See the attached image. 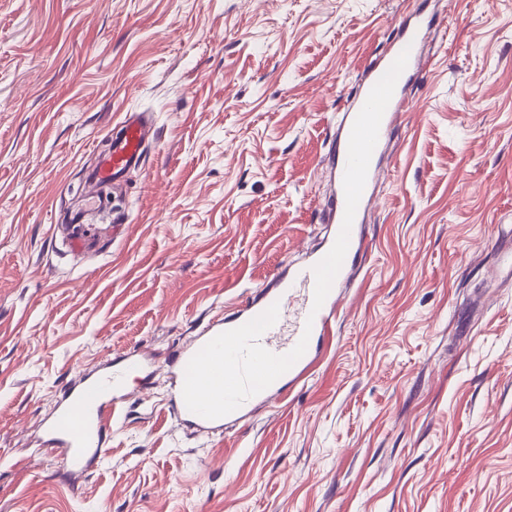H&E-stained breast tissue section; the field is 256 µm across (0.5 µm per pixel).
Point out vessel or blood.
I'll return each mask as SVG.
<instances>
[{"label": "vessel or blood", "mask_w": 512, "mask_h": 512, "mask_svg": "<svg viewBox=\"0 0 512 512\" xmlns=\"http://www.w3.org/2000/svg\"><path fill=\"white\" fill-rule=\"evenodd\" d=\"M423 39L422 23L400 22L399 37L393 52L369 62L358 97L354 104L347 108L340 121L333 151L337 185L328 213V220L334 226H341L344 216L345 194L342 180L353 123L372 87L396 60L399 53H407V65L397 80L380 124L378 139L386 141L393 123L407 108L405 85L411 74L418 72L423 65L418 52V46ZM152 135L153 129L148 116L127 114L113 134L112 148L99 162L92 176L93 182L99 183L125 173L138 162L146 142ZM372 204L371 190H364L351 227L349 246L343 264L321 308L313 306V268L324 256L323 251L319 250L313 252L302 265L274 275L269 286L246 300L232 316L209 326L181 350L173 376L170 401L187 424L199 429H212L223 426L227 421L243 420L257 406L292 387L311 369L318 356L320 341L333 335V323L341 302L339 290L349 281L357 258L369 250V242L362 232V225ZM273 304L279 307V317L277 322L261 335L260 344L268 351L282 355L289 352L301 336L305 335L309 341L303 356L269 387L247 399L237 410L228 414L227 418L206 419L190 412L182 393L185 368L189 360L212 338L245 324ZM144 371L142 361L136 354L130 353L118 366L109 367L96 377L86 379L69 389L45 428L46 445L50 451L62 458L68 473H82L108 455L110 448L105 431L111 428L113 419L122 407L130 382L139 378Z\"/></svg>", "instance_id": "obj_1"}]
</instances>
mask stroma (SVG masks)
<instances>
[{
    "label": "stroma",
    "mask_w": 512,
    "mask_h": 512,
    "mask_svg": "<svg viewBox=\"0 0 512 512\" xmlns=\"http://www.w3.org/2000/svg\"><path fill=\"white\" fill-rule=\"evenodd\" d=\"M417 13L333 341L189 427L169 365L322 246L336 122ZM130 112L153 138L72 224ZM130 352L149 379L67 476L43 422ZM0 512H512V0H0Z\"/></svg>",
    "instance_id": "35a3bbf8"
}]
</instances>
